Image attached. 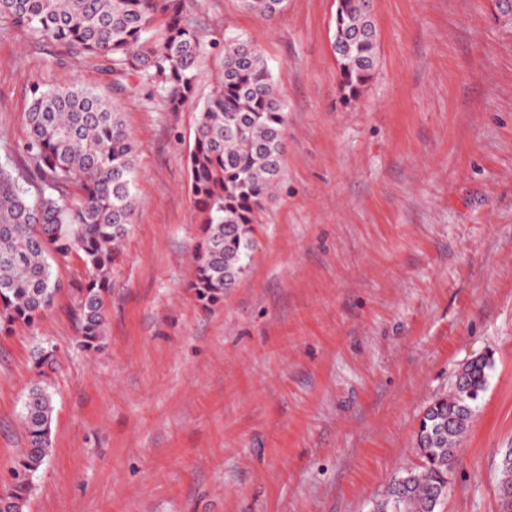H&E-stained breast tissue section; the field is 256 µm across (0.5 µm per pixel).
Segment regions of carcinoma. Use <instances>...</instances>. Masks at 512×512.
Here are the masks:
<instances>
[{
    "label": "carcinoma",
    "instance_id": "cac0c4a2",
    "mask_svg": "<svg viewBox=\"0 0 512 512\" xmlns=\"http://www.w3.org/2000/svg\"><path fill=\"white\" fill-rule=\"evenodd\" d=\"M272 20L288 0H238ZM371 0H340L330 39L340 90L357 97L377 65L378 32ZM191 0H0V23L58 44L73 58H96L112 77V91L162 97L179 111L196 95L198 65L207 54L189 16ZM25 115L23 152L30 175L0 164V327H31L55 304L52 261L82 252L90 273L76 288L79 346L102 347L107 331L110 274L136 210L137 144L122 114L99 86L33 82ZM286 105L262 52L238 35L224 37V67L204 101L187 156L189 191L201 214L189 287L215 305L249 268L256 213L283 172ZM75 186L80 196L69 199ZM492 363L460 369L453 391L433 401L416 441L426 459L406 480L392 483L374 512H438L458 465L462 439L485 391ZM53 396L37 382L25 394L26 436L0 484V512H26L33 478L52 451ZM502 483L512 488V448L500 460Z\"/></svg>",
    "mask_w": 512,
    "mask_h": 512
}]
</instances>
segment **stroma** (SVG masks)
<instances>
[{"label":"stroma","mask_w":512,"mask_h":512,"mask_svg":"<svg viewBox=\"0 0 512 512\" xmlns=\"http://www.w3.org/2000/svg\"><path fill=\"white\" fill-rule=\"evenodd\" d=\"M335 0L266 20L196 0L197 96L114 95L138 207L110 276L103 348L77 345L75 252L53 309L0 332V477L25 436L38 344L55 349L52 453L27 512H372L424 465L418 423L471 358L492 360L440 512H504L512 447V22L490 0H372L378 65L339 89ZM241 35L285 99L282 179L246 275L205 307L188 283L198 104ZM93 58L0 26V163L24 171L28 87L97 78Z\"/></svg>","instance_id":"35a3bbf8"}]
</instances>
